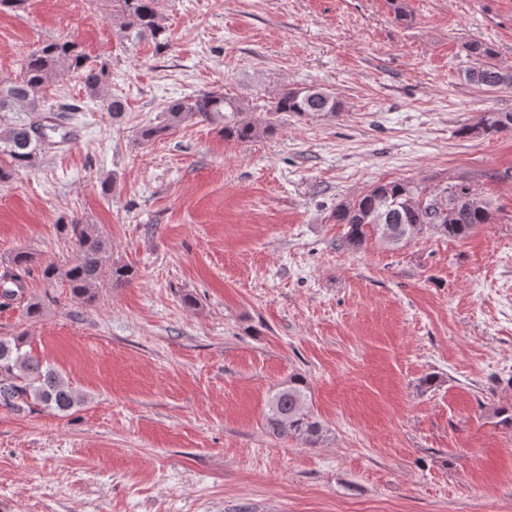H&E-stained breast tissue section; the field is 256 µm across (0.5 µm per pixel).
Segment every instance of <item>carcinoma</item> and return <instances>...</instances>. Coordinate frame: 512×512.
<instances>
[{
	"label": "carcinoma",
	"mask_w": 512,
	"mask_h": 512,
	"mask_svg": "<svg viewBox=\"0 0 512 512\" xmlns=\"http://www.w3.org/2000/svg\"><path fill=\"white\" fill-rule=\"evenodd\" d=\"M111 2L112 15L123 19L122 28L128 37L150 39L158 47L167 43L155 0ZM463 52V79L467 84L484 90L512 86V71L505 72L494 62L495 50L488 43L470 40L463 44ZM62 71L77 73L88 100L101 103L112 118L125 112L123 99L108 93L111 73L107 61L88 63L73 41L39 46L27 56L20 79L0 84V113H24L13 123L0 125V155L8 159L9 165L7 171L0 168V179L8 177L10 170L34 166L42 151L74 138V131L59 123L58 115L41 103L45 89ZM341 108L336 96L323 88H289L277 94L268 111L302 118L312 112L336 113ZM243 110V103L222 92L202 91L169 102L163 108V123L143 127L141 138L152 141L194 118L218 122L224 139L230 141L248 142L276 132L277 125L266 117L239 119ZM511 131L512 112L497 111L463 126L459 134L493 137ZM332 217L335 223L347 226L344 245L356 251L372 235L398 245L428 228L450 239H466L478 226L491 223L493 212L490 203L478 197L466 178L460 177L435 196L423 195L403 181L379 183L354 199L338 202ZM62 230L74 241L77 260L66 269L47 265L43 269L46 280H62L74 298L91 302L97 286H118L135 278L136 271L131 266L112 262L105 241L93 225L74 219L62 225ZM33 262L31 254L20 252L13 257L11 268L0 273V306L24 295ZM23 347L21 336L0 337V410L19 413L40 407L69 413L81 402L78 394L61 373ZM310 402L307 382L300 376L290 377L268 401L267 427L279 437L296 438L310 446L318 444L324 428Z\"/></svg>",
	"instance_id": "cac0c4a2"
}]
</instances>
